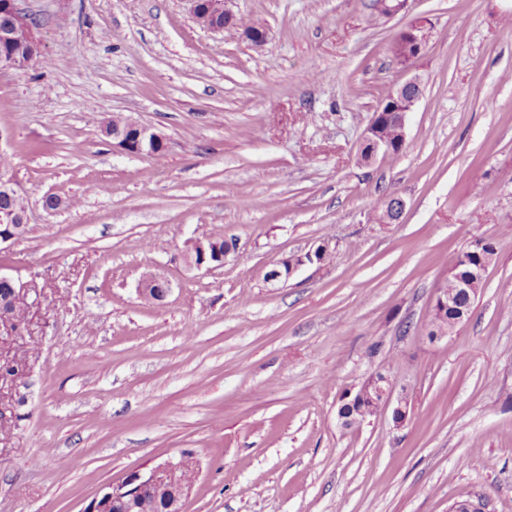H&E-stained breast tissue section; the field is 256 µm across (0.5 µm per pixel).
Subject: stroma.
Segmentation results:
<instances>
[{
  "mask_svg": "<svg viewBox=\"0 0 512 512\" xmlns=\"http://www.w3.org/2000/svg\"><path fill=\"white\" fill-rule=\"evenodd\" d=\"M43 62L0 70V156L30 201L0 272L42 305L0 382V512H87L108 484L188 455L184 512H512V0H229L268 37L196 24L188 0H19ZM427 44L389 52L411 19ZM421 80L406 148L358 149L397 82ZM160 130V154L100 132ZM79 204L47 211L45 195ZM400 197L398 223L371 215ZM235 238L190 270L200 234ZM497 254L468 320L420 336L459 253ZM329 245L268 283L278 262ZM168 281L147 302L145 273ZM411 403L342 429L372 374ZM101 127V133L112 140V147L127 154H156L152 147L166 148V137L159 131L140 124L128 116H112ZM132 130V131H131ZM234 250L235 247L231 246L224 254L217 251L215 259L209 260L206 256V249L203 242L198 237H195L187 241L182 252V259L189 269H210L221 266L224 263V258Z\"/></svg>",
  "mask_w": 512,
  "mask_h": 512,
  "instance_id": "obj_1",
  "label": "stroma"
}]
</instances>
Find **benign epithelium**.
Masks as SVG:
<instances>
[{
    "mask_svg": "<svg viewBox=\"0 0 512 512\" xmlns=\"http://www.w3.org/2000/svg\"><path fill=\"white\" fill-rule=\"evenodd\" d=\"M191 4L192 16L206 15L210 24L207 29L224 31L225 24L234 18L226 9L225 0H188ZM408 0H379L377 11L380 15L391 18L406 10ZM427 21L421 17L413 19L403 30L404 38L416 48L417 56H422L426 44ZM41 55V43L27 28V16L21 11L17 0H7L0 3V69L21 71L27 68L28 61ZM421 96V83L417 78H410L397 85L387 96L386 100L392 106L377 107L370 120L363 138L361 159L367 163L378 156L393 152V146L376 136L375 125L380 113L387 110L396 119L398 133L406 137L407 114L412 111L415 103ZM101 133L112 140V148L127 154L153 153L155 147H166V137L159 131L140 124L128 116H112V121L105 122ZM0 195L9 199L10 208L5 212V219L9 226L21 229L29 222V203L24 192L19 188L14 178L9 174L0 175ZM225 255L216 253L214 259L206 256L203 242L195 237L187 241L182 252L184 264L189 269H210L224 264ZM313 261V255L307 254L295 260H285L280 267L267 274V280L275 283L285 280L293 275L296 269L305 262ZM0 281L12 287V294L1 298L0 310L7 307L15 296H23L35 308L39 304V295L36 288L29 281H22L19 277L0 274ZM164 297L169 291V284L154 273L143 275L139 292L145 293L149 288ZM460 292L472 294V283L460 280L453 285V291L440 287L437 289L435 305H450ZM370 389L373 402L377 408L393 406L392 418L396 426H402L410 412V402L404 394L394 395V387L389 378L377 372L370 378ZM191 464V460L184 456H170L152 466L145 472L136 471L118 484L108 485L103 493L92 501L87 512H105L106 508L116 502H132L148 490L161 487L164 477L170 472ZM193 485L173 487L167 489L168 512H183L185 500L188 498Z\"/></svg>",
    "mask_w": 512,
    "mask_h": 512,
    "instance_id": "benign-epithelium-1",
    "label": "benign epithelium"
}]
</instances>
